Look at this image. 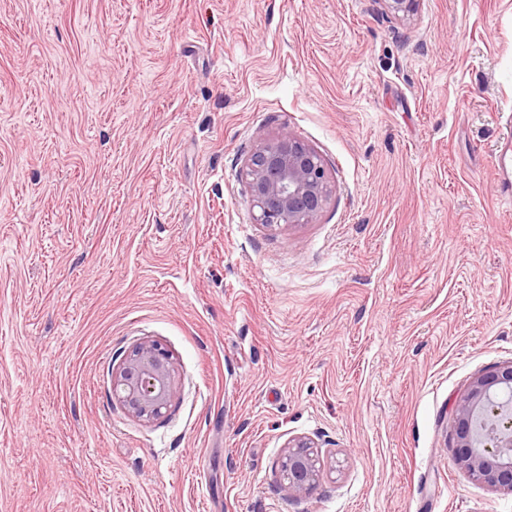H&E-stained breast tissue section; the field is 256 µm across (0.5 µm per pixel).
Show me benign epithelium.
Returning <instances> with one entry per match:
<instances>
[{
	"mask_svg": "<svg viewBox=\"0 0 512 512\" xmlns=\"http://www.w3.org/2000/svg\"><path fill=\"white\" fill-rule=\"evenodd\" d=\"M395 20L412 21L421 0H378ZM255 221L269 229L309 224L333 195L321 155L290 131L257 146L245 162ZM176 392L170 354L154 342L135 346L112 376V394L142 421L160 418ZM451 453L473 480L512 493V362L485 371L469 383L452 415ZM281 487L290 496L308 494L324 475L318 446L307 437L288 442L279 462Z\"/></svg>",
	"mask_w": 512,
	"mask_h": 512,
	"instance_id": "1",
	"label": "benign epithelium"
}]
</instances>
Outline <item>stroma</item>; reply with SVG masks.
I'll list each match as a JSON object with an SVG mask.
<instances>
[{
    "label": "stroma",
    "instance_id": "1",
    "mask_svg": "<svg viewBox=\"0 0 512 512\" xmlns=\"http://www.w3.org/2000/svg\"><path fill=\"white\" fill-rule=\"evenodd\" d=\"M284 128L334 192L271 231ZM507 153L512 0H0V512H512L449 450L512 362ZM298 436L340 466L291 497ZM422 0H378L381 10L395 20L412 21L418 14ZM245 177L256 224L271 230L311 223L333 195L321 155L288 130L250 153ZM176 372L170 354L154 342L135 346L112 374V394L142 421L160 418L176 392Z\"/></svg>",
    "mask_w": 512,
    "mask_h": 512
}]
</instances>
